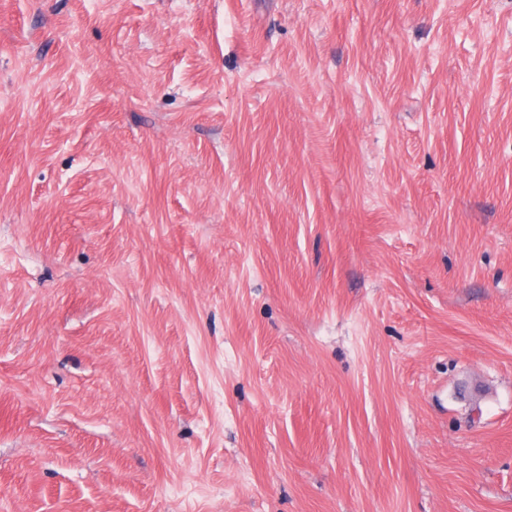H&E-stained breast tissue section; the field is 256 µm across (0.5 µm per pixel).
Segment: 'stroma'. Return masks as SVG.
I'll use <instances>...</instances> for the list:
<instances>
[{"label":"stroma","mask_w":512,"mask_h":512,"mask_svg":"<svg viewBox=\"0 0 512 512\" xmlns=\"http://www.w3.org/2000/svg\"><path fill=\"white\" fill-rule=\"evenodd\" d=\"M0 512H512V0H0Z\"/></svg>","instance_id":"obj_1"}]
</instances>
